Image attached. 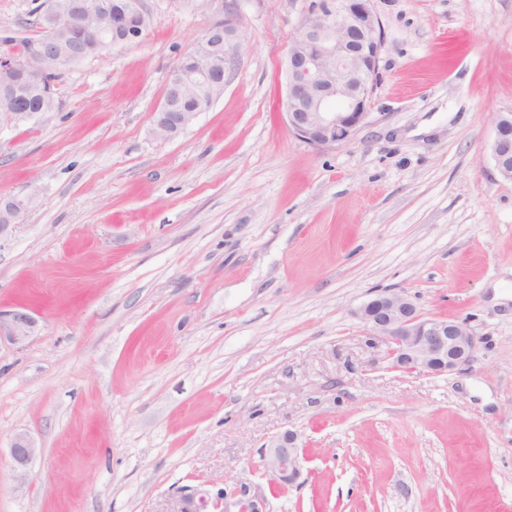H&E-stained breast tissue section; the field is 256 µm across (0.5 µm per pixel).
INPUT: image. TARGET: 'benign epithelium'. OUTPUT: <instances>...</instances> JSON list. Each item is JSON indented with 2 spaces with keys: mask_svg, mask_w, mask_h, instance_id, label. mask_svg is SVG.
<instances>
[{
  "mask_svg": "<svg viewBox=\"0 0 512 512\" xmlns=\"http://www.w3.org/2000/svg\"><path fill=\"white\" fill-rule=\"evenodd\" d=\"M100 0H50L47 15L79 25L81 41L95 43L102 30L87 22L92 12L100 13ZM148 16L144 0H129L124 15L112 18L115 30H131ZM213 58L201 59L199 68L186 72L175 67L168 83L177 87L164 97L155 121V134L170 139L196 117L182 109L184 100L205 87L224 90V71L236 60L238 28L226 19L209 27ZM384 44L382 23L373 0H319L309 9L286 57V86L282 98L283 116L291 131L303 142L330 148L351 140L368 122V107L378 83V62ZM59 53V45L47 35L32 43L23 55L0 54V127L17 124L30 117L19 105L32 90L53 95L50 71L43 62ZM512 113L495 119L490 144L498 173L512 179L508 159L512 157ZM30 199L0 197V238L24 223ZM359 314L373 339L386 348V357L399 370L440 374L467 364L477 347V338L463 320L430 316L407 295L383 291L360 307ZM33 308L19 306L0 310V343L23 345L37 333ZM297 436L286 431L271 441L263 465L276 486L293 483L300 471ZM38 447L26 433L15 436L10 454L15 467L24 468ZM262 512L254 500L224 498V512Z\"/></svg>",
  "mask_w": 512,
  "mask_h": 512,
  "instance_id": "1",
  "label": "benign epithelium"
}]
</instances>
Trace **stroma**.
Returning <instances> with one entry per match:
<instances>
[{
    "label": "stroma",
    "mask_w": 512,
    "mask_h": 512,
    "mask_svg": "<svg viewBox=\"0 0 512 512\" xmlns=\"http://www.w3.org/2000/svg\"><path fill=\"white\" fill-rule=\"evenodd\" d=\"M310 0H146L135 42L59 70V105L0 129V310L40 331L0 347V512H512V0H374L372 115L333 148L282 115ZM47 0H0V53ZM234 18L224 92L154 135L172 69ZM411 297L467 320L472 360L392 369L358 311ZM296 433L295 483L263 467ZM38 453L14 467L16 434ZM512 125V113H500L495 119L494 136L490 144L491 157L498 173L506 179H512V170L508 159L512 154V139L508 133ZM30 207V199L19 197H0V239L13 233L24 223Z\"/></svg>",
    "instance_id": "35a3bbf8"
}]
</instances>
